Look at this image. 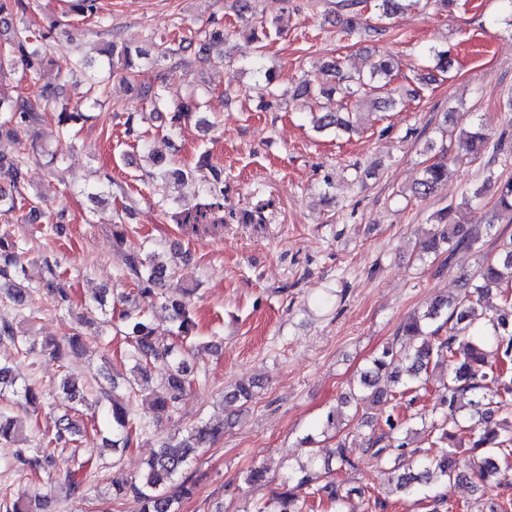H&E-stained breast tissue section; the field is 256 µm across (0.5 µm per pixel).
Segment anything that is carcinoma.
Masks as SVG:
<instances>
[{
  "mask_svg": "<svg viewBox=\"0 0 512 512\" xmlns=\"http://www.w3.org/2000/svg\"><path fill=\"white\" fill-rule=\"evenodd\" d=\"M453 0H375V8L381 16L392 19L400 12L418 7L420 4L446 9ZM25 0H0V26L14 29L8 42L9 51L0 53V72L4 64L19 63L23 66L28 81L38 83L44 69V56L33 48V43L45 38L39 30L24 25L14 28L17 13H26ZM342 23L350 32L378 35L386 30L379 24L363 21L358 10L345 13ZM226 34L222 29H213L197 40L185 37L178 47L160 50L154 62L177 55L181 60L194 55L200 56L209 64L224 62L220 46L224 44ZM107 57L109 75L126 82L136 76L141 60L149 58L146 50L135 46L112 43L102 50ZM323 68L331 72L334 84L320 86L303 80L294 92L296 97L307 95L324 99V112L315 120L316 130L348 132L354 128L359 109L367 96H382L385 107L396 105L403 100L400 89L391 87L392 60L379 58L365 70L348 73L341 70L337 61L326 63ZM137 95L150 102L153 109L164 108L170 114V126L176 128L192 116H197V124L207 125L209 120L198 115L199 104L190 96L180 102H169L161 89L153 85H140ZM57 125L64 133L69 132L71 123L83 120L82 112L69 110L68 100L57 102V109L51 113ZM44 115L32 107L26 100L13 97L0 91V128L11 124L33 125L43 121ZM488 137L484 124L459 137L460 158H471L480 152ZM147 158L156 168L155 178L161 182L178 187L194 174L203 175L205 196L194 204L186 203L179 196L171 198L173 221L177 224H222L224 217V179L222 171L202 161L193 169L168 160L153 152H147ZM32 155L19 151L9 160L0 154V172L6 175L14 194H0V211L21 210L28 199L20 190L24 183ZM447 163L436 161L426 165L422 178L412 189L417 196H426L445 179ZM480 196L475 189L466 192L457 204H450L441 210L438 224L425 249L436 251L445 246L448 255L459 249L479 250L483 247L484 233L493 229L491 224H467L464 215L471 208V202ZM498 206L500 211L512 223V182L501 186ZM29 214L37 215L46 221L47 228L60 234L64 230V211L46 212L33 206ZM29 248L27 242L15 239L9 234H0V288L7 290L8 298L17 306H23L34 290L42 289L55 306L69 302L70 296L64 288L63 273L59 264L48 257L42 259L43 275L38 284H32L25 261ZM176 254H170L166 260L159 254L150 252L130 253L125 258V266L137 283L135 309L122 315L123 329L120 333L133 348L130 353L134 361L133 369L138 377L128 381L127 390L136 396L149 399L153 420L158 421L173 413L187 387L190 385V361L198 354L194 343L197 323L191 311V296L186 293L181 300H170L158 288L161 278L169 275L176 264ZM463 296L433 300L426 310L413 316L401 330V346L404 351L396 350L394 344L385 346L372 360L364 373L361 383L367 390L366 399L372 404L384 401L385 392L378 388L380 380L387 378L402 382L406 391H419L426 383L430 366L446 367L448 382L440 396L441 415L431 421L430 428L438 433L437 441L448 443L452 438L451 429L468 422L473 430L474 440L471 447L483 449L480 459H459L456 454L445 452L434 458L412 459L414 451L407 448L403 437L404 428L410 419L399 414L387 416V430L369 438V448L365 452L377 459H386L390 463L387 469V482L394 490L403 494L413 492L421 484L433 481H460L472 472L481 481L480 488L495 496L502 486L504 471L498 461H506L512 456V239L502 246L493 258L481 264L477 273L463 283ZM502 298L498 309L488 305L487 299L492 293ZM161 304L168 311L163 324L148 320L146 309ZM484 309V322H475L477 309ZM448 328V335L440 332ZM6 341L23 348V354L29 356L36 352V343L31 341L28 332L21 331L13 324L0 323V343ZM85 336L74 333L62 343L53 344L52 354L64 359L70 354L83 351ZM162 361L169 366V376L161 390L148 387L151 370L155 363ZM63 398L69 403H84L85 396L64 375L59 383ZM10 392L17 400L25 403L34 415L39 416L53 409L45 394L30 384L17 385L13 367L0 364V394ZM105 422L112 425V450L129 447L131 436L147 427L150 420H134L123 404L116 401L104 410ZM56 432L48 437L43 446L33 455L28 449L19 448L17 458L36 474L52 463L50 449L77 433L76 427L68 415L55 421ZM224 430L201 422L186 431L180 439L162 442L156 455L147 463L144 472L112 490V499L119 502L127 497L134 498L140 504V512H177L176 504L196 493V484L183 477L188 461L198 449L220 440ZM21 442L25 440L23 427L9 416L0 413V441ZM315 457H307L306 463L289 469L288 480H297V484L279 493L275 500L274 512H303L299 489L316 479ZM327 498L336 505V512H344L345 495L341 487L330 481L321 487ZM7 512H41V497L37 490H27L18 494L11 509Z\"/></svg>",
  "mask_w": 512,
  "mask_h": 512,
  "instance_id": "obj_1",
  "label": "carcinoma"
}]
</instances>
